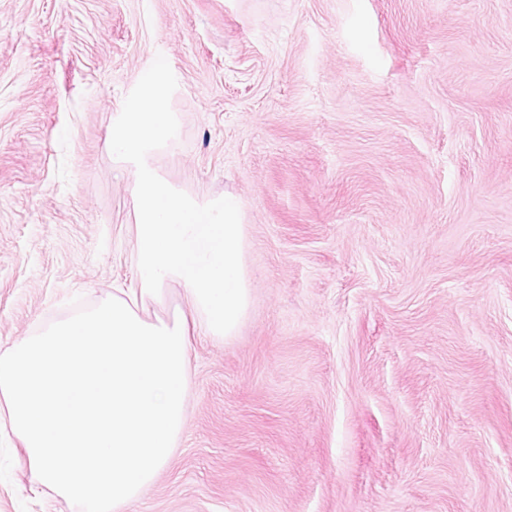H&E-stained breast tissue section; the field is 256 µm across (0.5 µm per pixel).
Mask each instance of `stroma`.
<instances>
[{
	"label": "stroma",
	"mask_w": 512,
	"mask_h": 512,
	"mask_svg": "<svg viewBox=\"0 0 512 512\" xmlns=\"http://www.w3.org/2000/svg\"><path fill=\"white\" fill-rule=\"evenodd\" d=\"M159 55L156 165L238 199L253 293L121 512H512V0H0V352L133 281ZM0 512L80 510L15 467Z\"/></svg>",
	"instance_id": "1"
}]
</instances>
